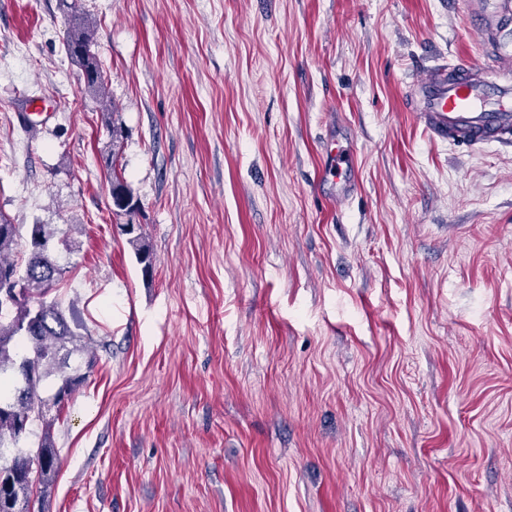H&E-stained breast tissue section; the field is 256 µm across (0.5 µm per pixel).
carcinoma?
<instances>
[{"instance_id":"cac0c4a2","label":"carcinoma","mask_w":512,"mask_h":512,"mask_svg":"<svg viewBox=\"0 0 512 512\" xmlns=\"http://www.w3.org/2000/svg\"><path fill=\"white\" fill-rule=\"evenodd\" d=\"M97 27L87 16L72 10V26L66 40L69 57L78 64L86 93L99 98L105 125L112 137V155L106 158L112 190L113 213L126 219L123 233L132 246L144 276L153 274V252L136 223L140 202L118 169V155L125 132L115 119L112 102L104 99L105 77L92 52ZM22 227L0 213V512H31L34 486L49 485L58 471L59 458L52 428L59 412L84 383L85 375L61 370L65 357L78 352L87 368L96 360L95 350L85 341L83 324L66 315L59 304L48 300L66 270L56 260L49 224L28 229L29 249L17 257ZM55 376L58 387L52 397L41 396L43 383ZM56 414H51V407ZM41 427L37 449L25 451L20 442Z\"/></svg>"}]
</instances>
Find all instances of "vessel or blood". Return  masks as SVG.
I'll use <instances>...</instances> for the list:
<instances>
[{
	"instance_id": "1",
	"label": "vessel or blood",
	"mask_w": 512,
	"mask_h": 512,
	"mask_svg": "<svg viewBox=\"0 0 512 512\" xmlns=\"http://www.w3.org/2000/svg\"><path fill=\"white\" fill-rule=\"evenodd\" d=\"M413 89L434 137L457 139L470 147L512 142V82L483 73L478 63L430 68L414 81ZM355 162L352 139L326 138L322 175L332 180L333 197L346 199L355 193Z\"/></svg>"
}]
</instances>
